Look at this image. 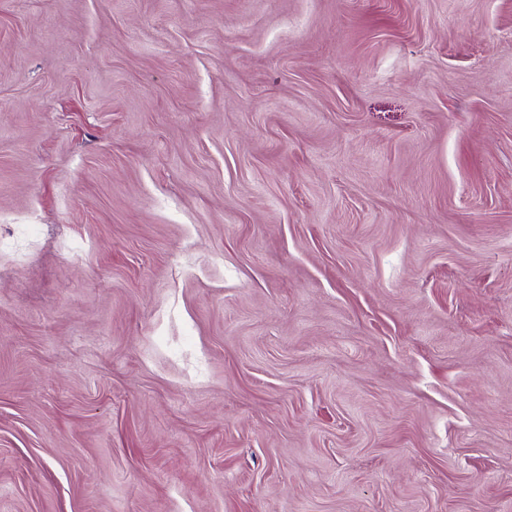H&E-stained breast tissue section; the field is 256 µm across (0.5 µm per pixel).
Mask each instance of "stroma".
I'll return each mask as SVG.
<instances>
[{"mask_svg": "<svg viewBox=\"0 0 512 512\" xmlns=\"http://www.w3.org/2000/svg\"><path fill=\"white\" fill-rule=\"evenodd\" d=\"M0 512H512V0H0Z\"/></svg>", "mask_w": 512, "mask_h": 512, "instance_id": "stroma-1", "label": "stroma"}]
</instances>
